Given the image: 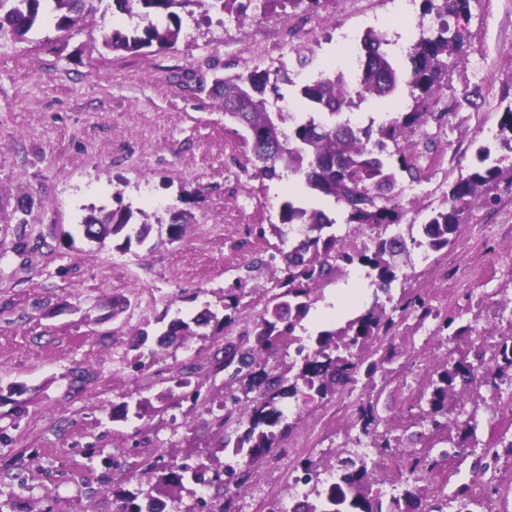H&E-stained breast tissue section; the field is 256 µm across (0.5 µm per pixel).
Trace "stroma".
I'll return each mask as SVG.
<instances>
[{
	"label": "stroma",
	"instance_id": "35a3bbf8",
	"mask_svg": "<svg viewBox=\"0 0 512 512\" xmlns=\"http://www.w3.org/2000/svg\"><path fill=\"white\" fill-rule=\"evenodd\" d=\"M204 12L194 6L172 49L106 48L104 35L124 27L126 18L103 6L77 31L58 32L47 20L24 41L0 48V207L9 213L20 201L30 204L24 224H0V387H24L19 401L0 402V512H115L112 495L99 491L113 461L132 463L155 450L199 459L213 453L206 414L193 413L185 429L170 422L181 414L178 406L167 416L125 422L112 421L110 412L125 402L157 400L170 367L191 358L210 363L216 324L163 346L158 339L169 320L205 309L224 316V290L242 275L240 317L230 333L251 328L263 293L282 276L252 265L281 244L258 232L276 222L281 201L292 197L321 209L334 219L336 234L352 232L343 204L315 194L301 178H253L249 149L219 108L212 79L249 69L225 46L287 32L291 39L277 41V52L293 41L314 52L308 68L292 62L273 71L289 98L323 64L343 65L368 27L332 0L290 17L277 8L249 11L242 21L227 14L219 24L203 23ZM468 32L437 91L447 115L421 127L440 170L431 174L428 193L406 206L397 229L407 239L431 209L445 206L449 186L470 165L482 138L473 113L497 125L504 98L512 99V0H473ZM477 56L486 60L478 75L467 66ZM486 196L454 246L428 256L408 246L391 290L397 301L420 297L462 312L474 331L458 336L439 330L437 321L403 316L391 339L396 357L371 385L300 403L297 428L316 430L317 446L293 453L284 445L264 456L234 491V512H279L302 460L325 467L351 448L356 431L345 421L367 402L379 430L400 437L422 432L406 450L438 456L426 490L466 484L473 496L489 497L491 512H512V457L483 475L474 469L484 447L512 434V415L501 408L512 386L502 385L495 402L479 408L477 445L462 457H441L448 443L421 423L418 404L449 355H472L488 348L491 337L512 335V174ZM120 205L131 208L136 224L145 218L172 224L183 212L195 223L172 244L154 235L127 248L118 238L89 241L80 224L87 210ZM353 288L360 303L344 306L341 319L369 308L375 288L367 268H348L312 293L301 322L306 334L323 328L329 297ZM113 297L127 303L116 317L106 306ZM143 327L158 357L140 358L132 349ZM81 368L96 376L83 389L73 384Z\"/></svg>",
	"mask_w": 512,
	"mask_h": 512
}]
</instances>
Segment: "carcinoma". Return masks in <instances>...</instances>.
<instances>
[{"instance_id": "carcinoma-1", "label": "carcinoma", "mask_w": 512, "mask_h": 512, "mask_svg": "<svg viewBox=\"0 0 512 512\" xmlns=\"http://www.w3.org/2000/svg\"><path fill=\"white\" fill-rule=\"evenodd\" d=\"M93 0H0V47L24 39L45 14H50L55 29L66 34L74 31L85 21ZM200 0H113L122 14L134 21L123 30H114L105 39V46L117 51L137 53L144 48L173 47L182 32V14L193 15L188 10ZM256 9H266L271 4L282 11H294L304 4H318L320 0H249ZM471 0H422V16L435 15L436 22L424 31L412 45L407 59L410 68L400 67L395 56L387 49L385 34L368 30L363 35L365 59L352 78L344 74L320 72L318 77L305 81L294 90V99L301 112L308 115L298 121L289 112L272 109L270 95H280L276 83L270 81L268 72L254 70L248 74H234L214 79V91L219 96L224 116L231 119L245 132L242 136L250 146L253 176L268 180L281 179L283 174L299 176L305 186L325 197L341 203L347 210L346 223L353 230L387 228L398 224L404 216L397 188L400 177L411 182L425 178V171L415 162V146L411 136L416 127L445 116L443 112H423L427 102L436 103L443 70L447 62L443 58L458 54L469 33ZM406 97L411 100L410 111L399 112L379 124L361 127L342 120V116L358 103L369 98L393 99ZM512 164V101L502 112L497 129L491 140L479 145L466 175L460 177L448 190V205L433 209L421 224L422 240L417 246H426V252H439L455 244L458 239L463 215L475 206L485 187L496 183L504 171V163ZM129 208L98 211L92 209L83 218L86 237L102 242L109 236L121 234L130 224ZM191 223L187 217L168 225V230L143 220L134 229L138 241H145L151 234L166 236L170 242L184 237L185 227ZM334 226V221L321 210L309 209L293 199H285L278 209V223L271 229L279 236L281 247L267 257H260L254 266H284L285 275L277 281L278 292L265 299V306L252 328L233 339L224 336L217 345L208 367L194 362L177 369L169 377L174 388L169 390L170 403L157 409L163 414L169 405L191 401L190 410L202 409L210 415L208 425L214 432L216 448L224 453L245 459L250 465L270 453L291 431L286 421L283 403L298 395L312 392L320 399L332 398L341 388L364 378L372 382L384 362L392 359L395 351L380 344L391 336L397 327L394 313L372 307L340 327L322 329L308 337L309 350L302 359L298 371L273 373L256 370V358L260 354L273 355L278 347L289 348L302 343L295 335L300 322L309 312L311 293L320 284L336 276L344 266L359 264L375 271L374 284L382 291H389L397 278L400 266L396 257L406 250L405 242L381 234L369 239L362 246L346 243V239L324 230ZM418 314L425 320L438 318L439 313L422 298L407 302L399 311ZM216 315L205 309L188 321L176 319L170 325L167 336H194V328L209 324ZM491 355L477 356L480 363L493 366L492 373L478 378L475 364L462 356L448 357V362L436 371L438 379L432 389L421 394L428 410L423 420L434 429L448 428V412L463 399L474 404L486 401L481 388H499L512 382V336H502L490 345ZM228 373L229 384L241 383L246 392L254 394L252 405L245 412L234 415L224 410L217 414L208 407L210 392H202V385L185 395H177L174 389L190 384L189 377L203 375L216 377ZM474 417L469 415L456 421L464 436L456 440L448 438V445L457 454L468 448L473 434ZM357 425L359 436L369 439V446L381 449L386 460L395 462V468L406 475V482L414 485L427 480L437 461L422 453H400L401 438L390 432L377 434L372 405L360 408ZM512 456V441L502 440L500 448L485 450L483 470H488L501 457ZM375 461L357 450L339 457L331 470L340 473V480L327 485L320 478L318 469L307 463L303 471L313 484L293 512H415L422 498L411 492L403 497L388 500L372 491L369 466ZM155 478L148 487L138 485L135 490L115 493L118 512H163L167 503L178 500L186 484H197L206 473L219 480L227 476L225 486L241 487L243 481H232L233 471L222 463L208 466L199 463L191 466L159 451L143 467ZM461 505L467 512H486V501L468 494L464 486L449 493L433 496L432 510L447 512L454 505Z\"/></svg>"}]
</instances>
